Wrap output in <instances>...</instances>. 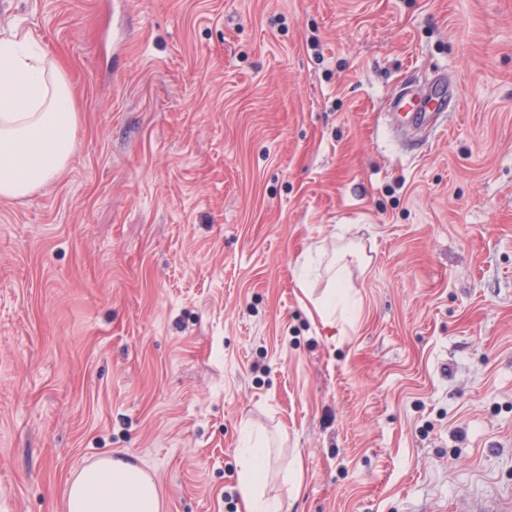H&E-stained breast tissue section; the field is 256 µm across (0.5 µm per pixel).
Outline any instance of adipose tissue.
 <instances>
[{
  "label": "adipose tissue",
  "mask_w": 512,
  "mask_h": 512,
  "mask_svg": "<svg viewBox=\"0 0 512 512\" xmlns=\"http://www.w3.org/2000/svg\"><path fill=\"white\" fill-rule=\"evenodd\" d=\"M78 114L60 66L25 51L21 41L0 42V198L19 199L50 185L77 149ZM299 286L323 325L359 308L338 265L327 287L314 294L309 278ZM239 454L238 490L245 512H282L265 494L270 453L261 439L246 436ZM67 512H160L152 478L139 468L106 462L84 469L69 487Z\"/></svg>",
  "instance_id": "1"
}]
</instances>
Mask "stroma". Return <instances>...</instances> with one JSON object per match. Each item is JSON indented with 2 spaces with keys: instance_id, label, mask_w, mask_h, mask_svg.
<instances>
[{
  "instance_id": "obj_1",
  "label": "stroma",
  "mask_w": 512,
  "mask_h": 512,
  "mask_svg": "<svg viewBox=\"0 0 512 512\" xmlns=\"http://www.w3.org/2000/svg\"><path fill=\"white\" fill-rule=\"evenodd\" d=\"M18 31L78 147L0 199V512H66L103 456L161 512H244L246 424L284 512L512 503V0H9ZM347 242L326 327L297 277ZM348 255L355 256V253L350 250L343 252L338 261L340 265H336L335 272L320 295L313 296L309 280L310 271H307L298 282L302 292L311 303L314 313L325 326H336V318L344 319L355 314L359 308L358 301L351 293V288H348L346 267L342 264Z\"/></svg>"
}]
</instances>
